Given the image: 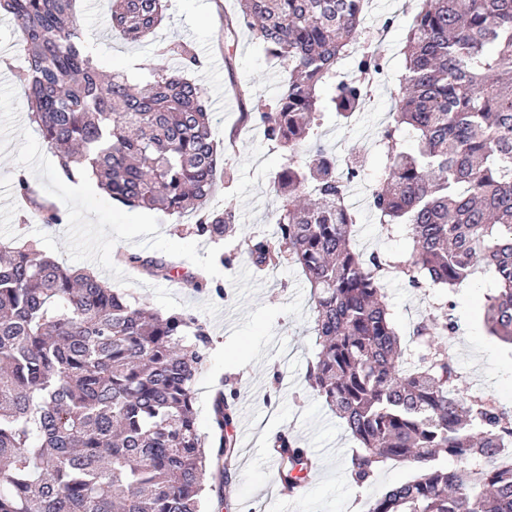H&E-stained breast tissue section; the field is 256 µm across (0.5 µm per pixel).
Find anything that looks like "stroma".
<instances>
[{"label":"stroma","instance_id":"1","mask_svg":"<svg viewBox=\"0 0 512 512\" xmlns=\"http://www.w3.org/2000/svg\"><path fill=\"white\" fill-rule=\"evenodd\" d=\"M366 27L376 33L387 27L380 48L383 75L373 89L369 106L352 121L325 112L319 134L336 156L357 158L362 171L351 186L356 243L364 252L409 255L412 240L405 226L392 229L377 224L369 206L372 188L388 172L384 151L378 147L383 129L391 123V88L402 70L407 26L419 0H370ZM237 0H167L162 25L154 37L129 42L103 20L101 0H77L75 18L94 45L104 70L149 69L163 60V40L191 43L200 60L192 76L203 88L213 112L222 173L211 204L232 208L234 230L213 243L189 231L196 217L174 218L160 211L122 207L96 186L72 183L58 174V160L30 123L24 94L17 81L18 57L14 35L19 25L0 17V241L21 239L38 250L76 267H86L125 292L134 303L154 309L189 312L206 324L212 338L206 363L195 380L197 428L211 431L214 391H236L237 448L243 462L232 471L230 491H206L203 512H360L362 500L379 496L386 488L412 480L414 465L390 462L379 468L365 486L351 484L348 460L356 444L326 403L309 393L304 376L316 350L311 332L313 312L301 270L291 264L256 271L246 248L249 240L273 237L270 220L278 207L273 181L284 162L281 149L261 131L243 123L241 112L261 109L271 102L287 74L270 60L259 39L240 30L234 40L224 38L221 18L235 13ZM250 87L251 97L240 102L234 84ZM26 175L38 194L65 210L67 223L48 228L16 196L18 175ZM172 259L184 271H205L224 287L223 297L196 293L190 286L171 288L165 277H149L140 269L116 263V251ZM230 256V264L219 261ZM489 286L483 272L446 294L440 288H415L399 280L384 288L393 320L403 343H410L415 324L446 301L455 330L448 336L449 354L465 394L481 391L512 409V346L489 336L482 325V303ZM285 431L301 446L313 449L322 474L310 482L303 507L273 495L272 474L266 463L269 436Z\"/></svg>","mask_w":512,"mask_h":512}]
</instances>
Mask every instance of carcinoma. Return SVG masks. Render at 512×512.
Returning <instances> with one entry per match:
<instances>
[{
  "label": "carcinoma",
  "mask_w": 512,
  "mask_h": 512,
  "mask_svg": "<svg viewBox=\"0 0 512 512\" xmlns=\"http://www.w3.org/2000/svg\"><path fill=\"white\" fill-rule=\"evenodd\" d=\"M76 0H0L25 33L17 75L28 116L56 148L62 176L89 174L113 200L181 217L218 243L235 221L213 209L218 156L203 89L188 76L194 48L171 40L180 67L105 80L96 51L74 22ZM365 0H239L224 33L252 31L288 72L279 97L259 113L264 138L285 151L274 181L281 199L273 238L252 239L256 268L285 260L310 288L318 352L307 380L357 442L348 476L363 486L389 461L415 464V479L370 501L369 512H512V412L456 387L445 337L448 304L416 325V351L401 345L386 302L390 274L413 287L452 293L476 270L488 333L512 346V0H425L408 26L405 64L391 92L394 123L382 134L388 173L371 192L378 223L410 230V256L389 260L356 247L347 183L361 165L317 144L324 111L354 116L361 76L377 54L339 64L365 43ZM109 20L132 42L161 24L165 0H107ZM413 152L393 145L402 127ZM17 194L54 227L66 211L40 199L21 175ZM116 260L171 276L162 259L119 251ZM200 293L223 296L203 274ZM211 337L191 313L132 305L102 278L33 246L0 245V512H200L213 478H231L236 394L219 390L210 442L196 426V376ZM283 488L295 491L315 465L287 433ZM496 456L480 476L442 457Z\"/></svg>",
  "instance_id": "cac0c4a2"
}]
</instances>
